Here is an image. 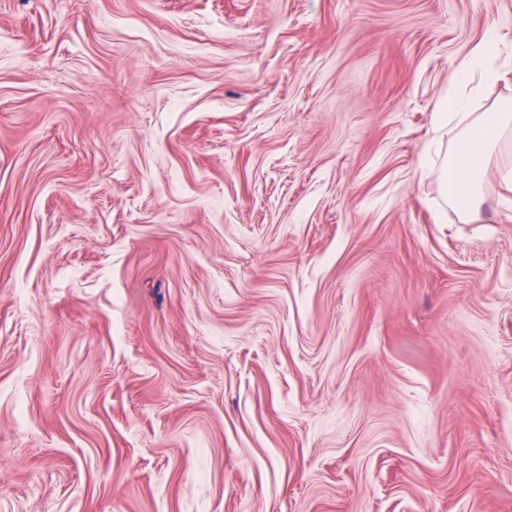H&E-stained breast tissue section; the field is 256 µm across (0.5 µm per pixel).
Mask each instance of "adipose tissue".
<instances>
[{
	"label": "adipose tissue",
	"mask_w": 512,
	"mask_h": 512,
	"mask_svg": "<svg viewBox=\"0 0 512 512\" xmlns=\"http://www.w3.org/2000/svg\"><path fill=\"white\" fill-rule=\"evenodd\" d=\"M499 59V41L491 29L460 62L457 91L442 100L433 114L436 131L451 128L459 133L449 161L439 164L428 155L421 162L423 176L436 179L466 221L480 214L485 204L481 185L490 175H497L501 195L512 197V169L493 168L496 156L512 152V102L503 101L495 112L478 114L470 109L480 84H512V72Z\"/></svg>",
	"instance_id": "adipose-tissue-1"
}]
</instances>
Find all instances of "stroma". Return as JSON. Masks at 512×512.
<instances>
[{"label": "stroma", "mask_w": 512, "mask_h": 512, "mask_svg": "<svg viewBox=\"0 0 512 512\" xmlns=\"http://www.w3.org/2000/svg\"><path fill=\"white\" fill-rule=\"evenodd\" d=\"M491 27L0 0V512H512V203L420 168Z\"/></svg>", "instance_id": "stroma-1"}]
</instances>
